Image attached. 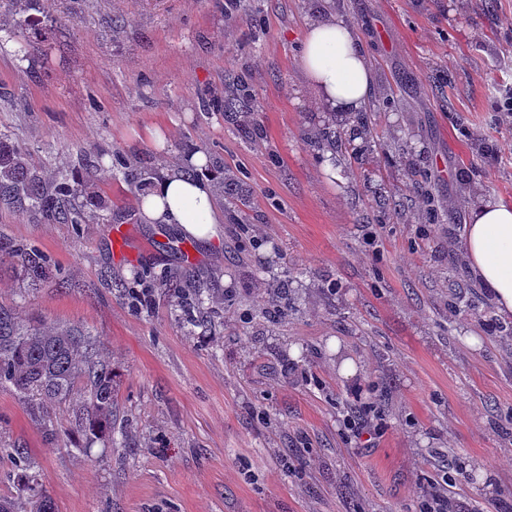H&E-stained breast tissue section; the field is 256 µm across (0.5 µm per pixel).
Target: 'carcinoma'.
Here are the masks:
<instances>
[{
	"label": "carcinoma",
	"mask_w": 512,
	"mask_h": 512,
	"mask_svg": "<svg viewBox=\"0 0 512 512\" xmlns=\"http://www.w3.org/2000/svg\"><path fill=\"white\" fill-rule=\"evenodd\" d=\"M16 17L18 56L25 60L36 42L26 31L35 26L32 12L40 11L41 0H9ZM224 111H251L246 93L234 92L224 98ZM94 180L93 168L69 183L47 178L31 167L28 156L19 147L0 140V205L8 209L30 211L49 224H85L100 219L105 203L86 198L74 204L79 187ZM8 264L24 272L31 285H38L47 274L45 260L22 245L0 242V265ZM0 385H6L43 422L47 441L61 438L88 446L96 440L112 442V404L116 391L112 367L99 355V340L78 328H60L47 324L24 326L13 306L0 303ZM83 396V404L73 412L68 427L54 426L57 411L74 395ZM20 460L11 481L17 494L0 498V512H55L54 503L39 483L33 466L24 462L21 448L11 449Z\"/></svg>",
	"instance_id": "carcinoma-1"
}]
</instances>
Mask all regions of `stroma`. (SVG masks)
<instances>
[{"instance_id": "35a3bbf8", "label": "stroma", "mask_w": 512, "mask_h": 512, "mask_svg": "<svg viewBox=\"0 0 512 512\" xmlns=\"http://www.w3.org/2000/svg\"><path fill=\"white\" fill-rule=\"evenodd\" d=\"M44 3L48 54L23 61L0 42V136L70 182L101 156L88 192L110 219L0 208V236L50 272L32 289L0 267V302L26 293L24 324L99 338L118 444H47L0 386V495L21 448L56 512H418L436 485L459 512H512V317L461 258L469 206L456 198L467 183L512 202L498 112L512 0H328L379 86L362 156L310 141L335 123L302 92L312 0ZM240 80L247 120L222 111ZM195 152L239 180L242 206L219 200L224 235L209 244L140 223L126 178L181 171ZM122 224L141 246L131 259L106 232ZM188 270L204 329L174 294ZM280 282L295 308L264 318ZM371 401L382 418L364 448L348 419Z\"/></svg>"}]
</instances>
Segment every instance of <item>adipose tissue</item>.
<instances>
[{
    "label": "adipose tissue",
    "mask_w": 512,
    "mask_h": 512,
    "mask_svg": "<svg viewBox=\"0 0 512 512\" xmlns=\"http://www.w3.org/2000/svg\"><path fill=\"white\" fill-rule=\"evenodd\" d=\"M302 66L308 86L328 112L362 111L376 93L375 75L357 35L344 17L315 7L306 25ZM193 173L153 179L137 198L147 224H172L186 237L210 240L223 231L208 179L200 176L207 160L190 157ZM462 258L497 313L512 317V203L486 199L475 204L465 228Z\"/></svg>",
    "instance_id": "adipose-tissue-1"
}]
</instances>
